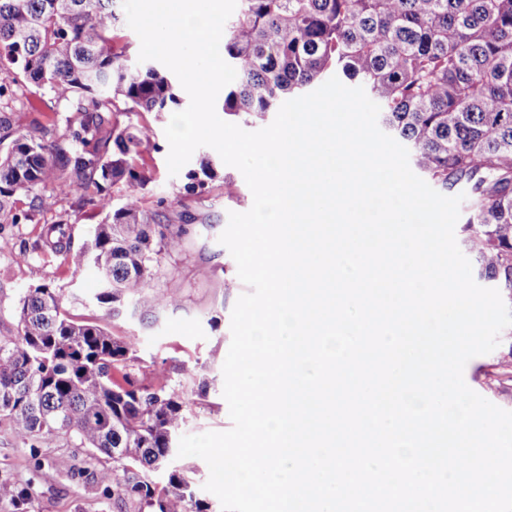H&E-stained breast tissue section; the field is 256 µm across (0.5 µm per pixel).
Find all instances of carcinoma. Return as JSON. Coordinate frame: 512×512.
Segmentation results:
<instances>
[{"label":"carcinoma","mask_w":512,"mask_h":512,"mask_svg":"<svg viewBox=\"0 0 512 512\" xmlns=\"http://www.w3.org/2000/svg\"><path fill=\"white\" fill-rule=\"evenodd\" d=\"M117 2L0 0V223H32L72 195L107 209L84 247H71L60 222L43 244L73 269L94 265L96 300L113 315L131 302L147 317L180 304L150 281L182 251L186 229L164 213L166 198L143 205L158 145L120 117L172 112L182 94L168 75L116 50ZM240 2L225 27L224 61L237 77L224 87L222 112L261 116L331 72L362 82L425 179L444 192L469 190L467 249L481 276L512 292V0ZM31 89L58 109L23 128L20 98ZM215 176L206 161L183 190L198 196ZM118 184L123 201L110 207ZM18 193L31 196L28 209H16ZM15 317L16 330L0 335V423L31 442L33 470L41 448L64 437L91 460L112 459L88 475L118 512H207L185 473L172 471L164 485L151 478L173 455L194 377L176 389L158 370L144 383L131 340L71 313L49 285L27 289ZM32 499V483L0 476V506L30 512Z\"/></svg>","instance_id":"1"}]
</instances>
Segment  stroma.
<instances>
[{
	"mask_svg": "<svg viewBox=\"0 0 512 512\" xmlns=\"http://www.w3.org/2000/svg\"><path fill=\"white\" fill-rule=\"evenodd\" d=\"M210 160L219 171L209 180L200 196L179 194L181 176L170 175L167 154H153L148 164L154 182L143 192L144 205L152 209L158 197L168 199L170 214L186 213L192 221L182 252L169 259L153 277V287L171 289L181 296L179 307L159 308L154 317L141 320L133 307L119 316L108 315L95 303L98 277L94 268L74 270L61 257L35 250L45 225L64 220L73 248L89 242L104 213L93 206H78L75 199L61 201L46 213L39 224H0V334L14 331V308L27 288L48 284L60 290L67 309L103 325L112 336L137 339L135 356L145 375L165 368L171 384L184 382L193 372L195 385L186 393L185 435L229 430L232 421L223 397L222 366L231 343V311L246 285L237 275V265L219 237L228 223L229 212L248 211L253 196L241 172L226 165L212 148H198L188 169ZM25 262H18L19 253ZM466 384L498 407L512 411V327L505 328L498 347L491 353L472 358L465 366ZM44 467L33 473L29 446L6 427H0V474L19 482L34 481V512H116L91 489L84 471V449L61 440L42 451ZM66 461L69 472H58L57 461Z\"/></svg>",
	"mask_w": 512,
	"mask_h": 512,
	"instance_id": "35a3bbf8",
	"label": "stroma"
}]
</instances>
